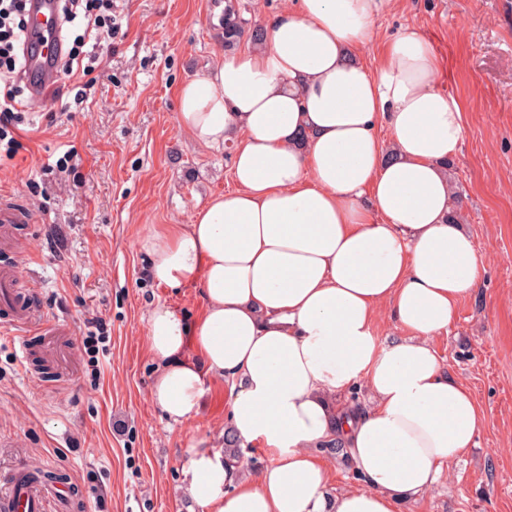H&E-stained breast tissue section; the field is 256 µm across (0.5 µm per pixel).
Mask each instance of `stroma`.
I'll return each instance as SVG.
<instances>
[{
	"label": "stroma",
	"instance_id": "obj_1",
	"mask_svg": "<svg viewBox=\"0 0 512 512\" xmlns=\"http://www.w3.org/2000/svg\"><path fill=\"white\" fill-rule=\"evenodd\" d=\"M222 2L115 0L121 29L103 37L92 76L60 77L36 109L19 92L25 110L16 153L0 163V195L30 212L15 253L34 271L32 302L70 339L61 375L26 363L0 335V470L29 459L62 466L84 512H186V448L224 445L223 380H207L200 414L183 424L151 402V309L164 303L192 322L203 301L200 288L153 281L136 245L153 225L189 223L196 205L233 188L230 148L203 146L176 122L180 83L224 52ZM405 26L432 44L440 88L465 106L448 174L488 264L433 346L486 424L451 473L398 512H512V0H389L367 58L380 60ZM96 318L103 338L90 351L83 338Z\"/></svg>",
	"mask_w": 512,
	"mask_h": 512
}]
</instances>
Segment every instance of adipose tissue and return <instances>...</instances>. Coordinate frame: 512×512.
Returning <instances> with one entry per match:
<instances>
[{"label": "adipose tissue", "mask_w": 512, "mask_h": 512, "mask_svg": "<svg viewBox=\"0 0 512 512\" xmlns=\"http://www.w3.org/2000/svg\"><path fill=\"white\" fill-rule=\"evenodd\" d=\"M387 2L290 0L262 43L178 90L179 126L231 145L234 188L138 242L155 281L199 287L204 302L190 326L167 305L151 311L150 399L185 423L204 377L225 379L228 431L274 458L251 479L192 442L185 493L203 512H397L485 424L431 343L486 265L449 206L464 109L438 88V57L416 29L380 65L360 55ZM382 314L398 331L383 345ZM356 386L370 408L332 404ZM334 439L361 477L336 493L318 453Z\"/></svg>", "instance_id": "obj_1"}]
</instances>
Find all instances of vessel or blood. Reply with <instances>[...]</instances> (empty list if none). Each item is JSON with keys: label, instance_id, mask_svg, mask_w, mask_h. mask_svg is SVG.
<instances>
[{"label": "vessel or blood", "instance_id": "vessel-or-blood-1", "mask_svg": "<svg viewBox=\"0 0 512 512\" xmlns=\"http://www.w3.org/2000/svg\"><path fill=\"white\" fill-rule=\"evenodd\" d=\"M29 46L26 70L31 78L29 103L42 104L55 82V61L61 52L55 0H30ZM29 216L13 198H0V239L10 240L11 227L28 223ZM27 276L17 261L0 262V331L17 337L24 360H31L34 337L59 335L56 323L20 296ZM54 465L33 462L13 469L0 480V512H78L70 479L56 476Z\"/></svg>", "mask_w": 512, "mask_h": 512}]
</instances>
